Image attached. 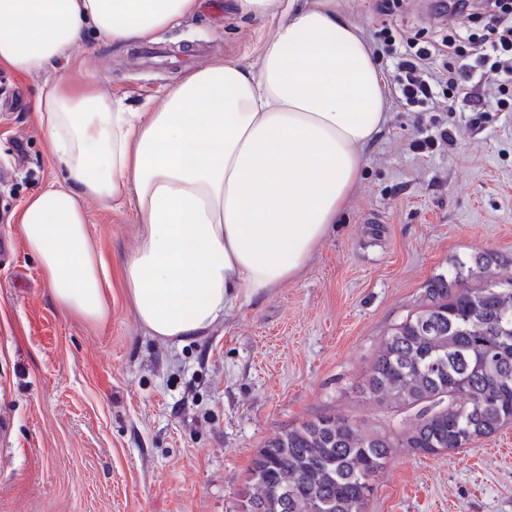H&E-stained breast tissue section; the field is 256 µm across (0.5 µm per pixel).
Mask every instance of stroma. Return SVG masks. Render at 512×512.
Instances as JSON below:
<instances>
[{"label":"stroma","mask_w":512,"mask_h":512,"mask_svg":"<svg viewBox=\"0 0 512 512\" xmlns=\"http://www.w3.org/2000/svg\"><path fill=\"white\" fill-rule=\"evenodd\" d=\"M140 62L89 35L70 59L22 76L0 65V512H240L251 459L277 431L324 413L375 429L404 417L361 384L381 339L454 258L501 254L512 277V112L389 108L360 183L303 273L207 336L163 341L140 327L120 280L133 213L88 205L112 285L97 325L62 313L16 214L52 183L32 113L38 91L94 76L104 94L155 109L186 72L240 56L267 32L218 0ZM370 43L391 28L428 41L483 26L438 16L434 0H338ZM451 128L432 152L415 140ZM365 512H512V426L439 456L397 449Z\"/></svg>","instance_id":"35a3bbf8"}]
</instances>
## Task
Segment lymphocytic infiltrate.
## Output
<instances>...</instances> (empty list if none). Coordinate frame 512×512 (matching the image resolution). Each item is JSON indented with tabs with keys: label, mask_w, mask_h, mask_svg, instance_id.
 <instances>
[{
	"label": "lymphocytic infiltrate",
	"mask_w": 512,
	"mask_h": 512,
	"mask_svg": "<svg viewBox=\"0 0 512 512\" xmlns=\"http://www.w3.org/2000/svg\"><path fill=\"white\" fill-rule=\"evenodd\" d=\"M487 24L496 39L488 45L473 43L471 50L482 66L477 76L463 64L437 65L442 50L434 45L398 52L396 36L387 35L373 54L395 61L398 76L389 87L393 103L401 109L418 107L425 112L448 110L455 100L479 113L512 107V0H493ZM439 87L447 89V99L437 98Z\"/></svg>",
	"instance_id": "obj_1"
}]
</instances>
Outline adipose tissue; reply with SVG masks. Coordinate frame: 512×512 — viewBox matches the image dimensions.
<instances>
[{
  "label": "adipose tissue",
  "instance_id": "adipose-tissue-1",
  "mask_svg": "<svg viewBox=\"0 0 512 512\" xmlns=\"http://www.w3.org/2000/svg\"><path fill=\"white\" fill-rule=\"evenodd\" d=\"M200 0H0V64L21 75L70 57L87 29L115 46L153 41ZM270 22L248 58L191 71L161 110L92 84L43 91L34 118L62 177L19 222L52 297L108 316L109 274L87 202L130 206L140 229L123 266L148 335L186 342L297 278L359 181L389 108L388 78L337 0H234Z\"/></svg>",
  "mask_w": 512,
  "mask_h": 512
}]
</instances>
